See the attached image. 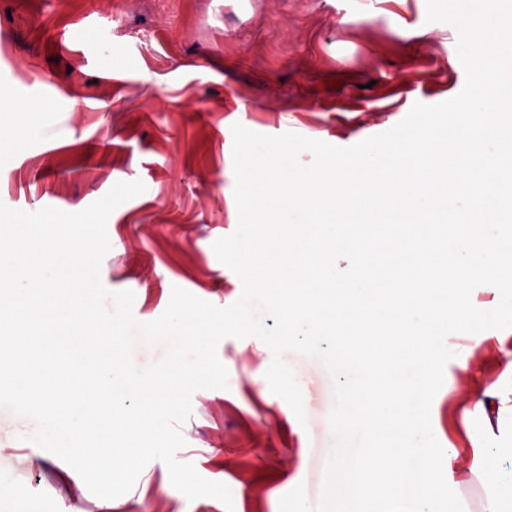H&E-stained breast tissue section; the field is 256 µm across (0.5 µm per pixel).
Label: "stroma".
Returning <instances> with one entry per match:
<instances>
[{"label":"stroma","mask_w":512,"mask_h":512,"mask_svg":"<svg viewBox=\"0 0 512 512\" xmlns=\"http://www.w3.org/2000/svg\"><path fill=\"white\" fill-rule=\"evenodd\" d=\"M476 0H0V90L18 109L22 152L0 162V202L26 212H78L118 182L146 190L108 219L104 286L135 295L149 322L172 287L218 307L242 293L213 242L239 220L238 149L287 148L302 168L389 150L414 113L442 128L471 98L476 73L462 21ZM337 78L340 86L319 88ZM50 102V116L31 112ZM70 143L55 149L53 129ZM228 389H202L181 427L176 458L205 479L224 476L215 448L256 465L268 445L275 468L296 461L294 437L278 432V404L254 392L267 373L247 340L217 348ZM456 397L443 407L441 442L459 472L472 450L453 419L468 404L471 379L448 369ZM25 417L0 408V512H107L83 480L63 476L56 456L8 441ZM114 512H291L280 500H188L166 465L148 462Z\"/></svg>","instance_id":"1"}]
</instances>
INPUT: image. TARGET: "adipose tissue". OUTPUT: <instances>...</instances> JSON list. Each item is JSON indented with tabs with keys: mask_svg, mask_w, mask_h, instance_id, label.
<instances>
[{
	"mask_svg": "<svg viewBox=\"0 0 512 512\" xmlns=\"http://www.w3.org/2000/svg\"><path fill=\"white\" fill-rule=\"evenodd\" d=\"M504 18L495 0H481L480 9L463 25L477 74L473 101L463 102L448 130L418 126L399 134L387 151L368 148L355 160L337 161L336 179L320 191L317 171L295 170L287 154L278 167L283 181L275 186L282 208L295 210L298 219L311 213L319 218L303 238L277 239L284 260L282 272L270 275L254 243L235 252L236 268L251 287L269 298L268 311L285 325L283 336L270 341L259 336L264 312L241 310L238 327L254 336L290 401L282 405L280 428L296 435L298 465L288 481L296 488L295 512H313L311 490L323 497L347 496L370 473V454L362 452L358 465L340 471L336 438L346 429L367 432L376 421L394 429L388 441L396 468L394 481L412 480L413 495L427 501L454 497L463 512H503L512 503V471H502V456L512 457V328L500 320L505 304L499 286L512 278V239L502 233L500 221L482 225L479 234L453 238L444 234L442 218L448 210L474 212L484 191L497 195L512 209V168L504 169L496 141L475 139L477 121L492 125L489 105L501 88L492 83L491 60L512 54V42L503 39ZM377 183L393 190L404 207L425 206L422 224L391 225L396 234L392 270L396 291L377 296L379 270L372 263L371 243L347 233L336 210L321 209L324 199L343 200L353 220L368 218L360 203L366 185ZM483 290L469 292L470 283ZM401 336L405 342L398 360L401 368L389 394L362 380L358 366L375 360L374 352L358 348L361 337ZM317 346L325 367L331 403L320 421L322 447L314 449L310 412L294 374L282 353L297 356ZM491 347L500 369L497 380L480 389L461 414L464 429L474 418L496 419L485 448L477 450L466 479L457 477V453L440 446V407L453 397L455 387L440 381L447 367L464 375L476 370L481 347Z\"/></svg>",
	"mask_w": 512,
	"mask_h": 512,
	"instance_id": "obj_1",
	"label": "adipose tissue"
}]
</instances>
